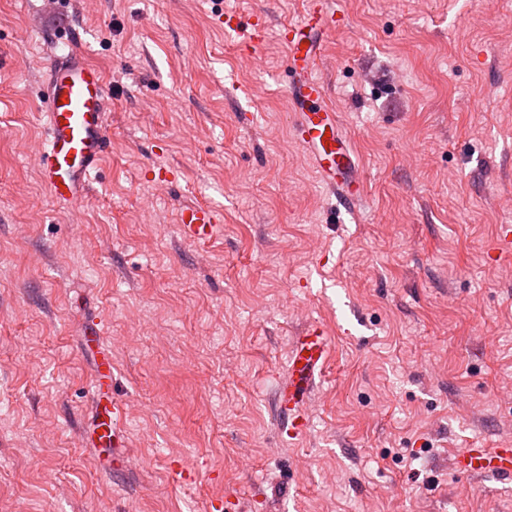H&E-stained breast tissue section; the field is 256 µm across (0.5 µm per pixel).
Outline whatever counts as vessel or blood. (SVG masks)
I'll return each instance as SVG.
<instances>
[{
	"label": "vessel or blood",
	"instance_id": "vessel-or-blood-1",
	"mask_svg": "<svg viewBox=\"0 0 512 512\" xmlns=\"http://www.w3.org/2000/svg\"><path fill=\"white\" fill-rule=\"evenodd\" d=\"M337 22L334 10L325 0L306 9L299 19L281 24L280 41L287 48L288 72L285 93L294 120L295 134L322 184L336 195L345 210H354L362 198L359 161L350 140L342 130L336 110L326 102V87L316 74L317 64L329 33ZM225 28L248 29L252 47H259L269 26L264 14L243 19L236 12L224 14ZM44 86V139L40 178L56 199L78 205L86 195L90 173L107 150L106 82L99 68L78 51L54 59L47 70ZM182 235L194 242L210 239L218 228L217 213L203 205L181 209ZM85 346L94 348L96 416L82 431V442L97 449L126 447L121 425L123 405L112 399V354L98 329L83 336ZM328 352V333L321 323H310L289 349L288 380L279 386L275 405L289 436L307 432L309 402L316 380L323 372ZM459 476L491 477L512 483V443L499 448L459 449L451 459Z\"/></svg>",
	"mask_w": 512,
	"mask_h": 512
}]
</instances>
